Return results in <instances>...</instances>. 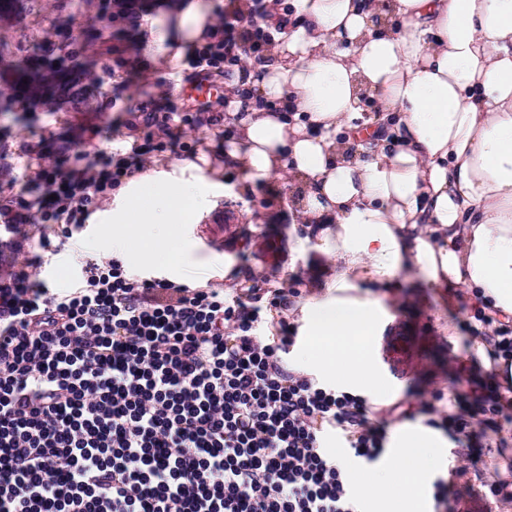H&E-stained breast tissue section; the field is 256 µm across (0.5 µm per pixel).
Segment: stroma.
Segmentation results:
<instances>
[{"label": "stroma", "instance_id": "1", "mask_svg": "<svg viewBox=\"0 0 512 512\" xmlns=\"http://www.w3.org/2000/svg\"><path fill=\"white\" fill-rule=\"evenodd\" d=\"M103 28L97 17V0H19L17 10L0 16V92L17 69L30 58L49 51L47 43L55 30H71L79 57L89 76L75 99H27L14 104L13 111L0 114V191H20L29 169L41 157L95 151L112 146L131 152L134 141L127 135H113L117 123L133 118L141 101L166 96L168 105L181 106L182 91L188 86L180 63L145 57L140 48L142 27L108 39L88 38L85 23ZM195 129L186 130L184 143L193 145L197 155L207 157L213 169L222 171L224 181L236 184L241 175L224 168V143L208 125L207 113H200ZM292 189L276 177L254 187L245 200L226 192L220 207L208 219L219 227L221 247L206 246L202 227L185 225L182 235L187 247L172 243L165 266L143 267L137 256L124 259L128 274L135 279L160 278L190 285L224 283V267L238 271L240 287L297 289L300 298L311 295L312 283L325 281V259L301 260L295 251L300 234L290 210ZM31 254L42 255L43 276L49 288L63 291L73 286L78 262L102 259L112 233L108 224H86L77 238H52L50 252L38 247L40 230L27 225ZM473 315L468 296L459 290L442 291L419 279L401 284L400 299L382 316L381 326L398 329L409 336L414 363L401 374H393L381 358L382 337H374L371 357L383 383L384 404L368 412L370 422L394 429L398 409L418 410L434 392H450L458 373L477 383L492 382L485 359L478 352L482 334L466 329ZM449 463L439 477L448 483L450 496L458 497L462 508L475 501L473 491L483 483L512 478L507 463L508 448H474L464 434L451 435Z\"/></svg>", "mask_w": 512, "mask_h": 512}]
</instances>
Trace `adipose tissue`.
Masks as SVG:
<instances>
[{"mask_svg":"<svg viewBox=\"0 0 512 512\" xmlns=\"http://www.w3.org/2000/svg\"><path fill=\"white\" fill-rule=\"evenodd\" d=\"M267 5L263 60L224 84V166L296 184L305 239L331 267L327 295L300 308L294 370L340 369L351 393L376 400L371 340L398 275L468 290L488 330L512 320V0ZM214 25L211 0H163L141 48L175 60ZM368 96L377 115L363 123ZM223 190L192 160L132 174L106 217L113 255L159 263ZM449 446L421 421L397 426L390 467L365 486L383 495L399 481L396 512H420Z\"/></svg>","mask_w":512,"mask_h":512,"instance_id":"ef3b65f1","label":"adipose tissue"}]
</instances>
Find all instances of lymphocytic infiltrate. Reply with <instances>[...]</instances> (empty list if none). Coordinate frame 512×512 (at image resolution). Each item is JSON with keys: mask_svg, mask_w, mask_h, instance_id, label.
Masks as SVG:
<instances>
[{"mask_svg": "<svg viewBox=\"0 0 512 512\" xmlns=\"http://www.w3.org/2000/svg\"><path fill=\"white\" fill-rule=\"evenodd\" d=\"M265 0L219 11L216 31L187 53L192 77L261 57ZM135 159L104 148L37 164L0 208V239L22 251L26 224L73 237L118 187L166 151L189 117L151 100L138 108ZM41 257L0 277V512H362L349 471L324 444L341 435L363 466L387 432L364 399L288 371L297 339L284 290L189 287L131 278L119 260H87L79 287L58 293ZM500 385L458 393L453 409L421 405L427 426L502 432Z\"/></svg>", "mask_w": 512, "mask_h": 512, "instance_id": "obj_1", "label": "lymphocytic infiltrate"}]
</instances>
